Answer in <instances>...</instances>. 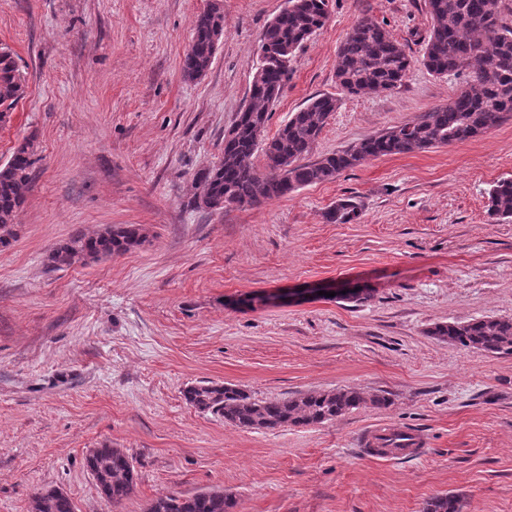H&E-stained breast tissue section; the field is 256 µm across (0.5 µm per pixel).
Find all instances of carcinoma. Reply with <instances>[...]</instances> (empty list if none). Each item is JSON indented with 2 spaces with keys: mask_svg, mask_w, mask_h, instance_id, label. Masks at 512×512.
Listing matches in <instances>:
<instances>
[{
  "mask_svg": "<svg viewBox=\"0 0 512 512\" xmlns=\"http://www.w3.org/2000/svg\"><path fill=\"white\" fill-rule=\"evenodd\" d=\"M500 0H428L432 27L421 60L431 73L445 76L469 71L473 90H464L426 113L421 119L386 128L354 146L305 161L329 117L339 106L332 94H319L292 113L277 133L265 129L269 107L288 82L290 63L329 14V0H288V8L266 27L259 46L260 79L251 83L249 100L224 134L220 162L196 173L193 204L211 210L229 206L253 207L284 197L304 186L331 181L368 158L447 146L473 138L512 114V26L500 19ZM193 38L182 60L183 76L203 77L209 70L224 31V10L209 4L192 20ZM412 60L382 26L360 20L341 44L336 58V81L351 95L390 90L403 83ZM26 82L10 49L0 47V123L25 96ZM262 152L264 170L254 162ZM36 163L31 143L20 145L0 164V247L15 238L16 217L24 203ZM491 218L512 217V180L489 191ZM361 216L354 200L340 199L326 210L329 224H351ZM139 224L109 226L100 232H78L49 254L56 267L97 261L143 245ZM430 335L466 349L512 355V318L482 317L468 322L438 324ZM188 404L224 418L243 430H274L288 425L314 426L362 408H385L390 398L366 396L355 388L300 393L271 401H257L245 390L226 383L207 382L188 387ZM87 467L105 497L114 505L135 489L132 459L121 448H94ZM236 501L220 488L193 495L159 497L146 512H234ZM458 495L431 498L424 512H461ZM32 512H74L71 499L56 488L38 492Z\"/></svg>",
  "mask_w": 512,
  "mask_h": 512,
  "instance_id": "1",
  "label": "carcinoma"
}]
</instances>
